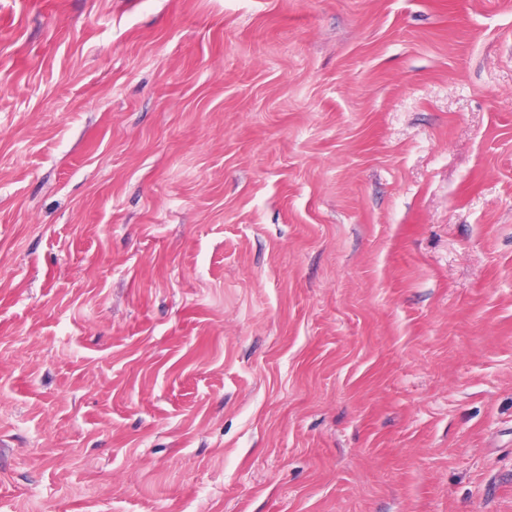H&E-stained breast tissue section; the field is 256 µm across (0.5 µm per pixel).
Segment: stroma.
Wrapping results in <instances>:
<instances>
[{
  "label": "stroma",
  "mask_w": 512,
  "mask_h": 512,
  "mask_svg": "<svg viewBox=\"0 0 512 512\" xmlns=\"http://www.w3.org/2000/svg\"><path fill=\"white\" fill-rule=\"evenodd\" d=\"M2 14L0 512H512V0Z\"/></svg>",
  "instance_id": "stroma-1"
}]
</instances>
